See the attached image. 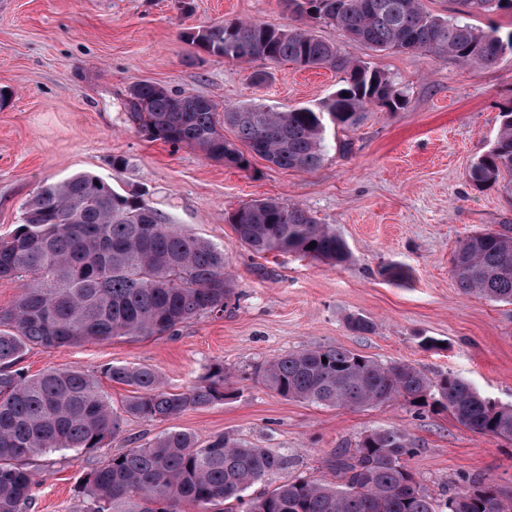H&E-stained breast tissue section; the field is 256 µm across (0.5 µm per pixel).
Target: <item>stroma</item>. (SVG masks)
Instances as JSON below:
<instances>
[{"mask_svg": "<svg viewBox=\"0 0 512 512\" xmlns=\"http://www.w3.org/2000/svg\"><path fill=\"white\" fill-rule=\"evenodd\" d=\"M232 19L292 23L282 0H0V88L12 93L0 107V238L11 236L40 186L87 172L117 190L144 191L171 223L223 248L234 281L224 313L173 334L33 347L19 369L94 374L107 364L147 366L182 391L220 362L234 376L230 398L171 420H127L123 438L142 444L181 429L204 445L227 434L287 457L281 479H327L336 449L397 427L415 445L407 466L434 498L474 476L512 494V443L472 433L447 412L418 414L401 401L319 407L285 399L253 375L291 351L341 346L380 363H412L432 377L450 372L512 403V305L462 294L450 272L463 236L512 218L496 190L475 188L468 176L512 104V56L477 70L445 56L351 46L335 28L315 26L316 35L385 73L404 93V108L363 113L329 141L316 169L282 170L257 156L239 169L149 138L124 107L135 82L220 107L279 110L317 103L339 86L332 68L227 61L195 53L183 38L186 29ZM264 71L268 80L253 81ZM342 140L349 151L339 150ZM116 157L126 166L113 168ZM263 198L301 206L333 228L349 247L348 265L248 251L229 216ZM387 266L406 271V280L382 276ZM351 315L369 318L372 331H351ZM423 336L442 340V348L422 349ZM118 451L38 458L29 512H79L80 481Z\"/></svg>", "mask_w": 512, "mask_h": 512, "instance_id": "stroma-1", "label": "stroma"}]
</instances>
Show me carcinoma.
Returning <instances> with one entry per match:
<instances>
[{
  "mask_svg": "<svg viewBox=\"0 0 512 512\" xmlns=\"http://www.w3.org/2000/svg\"><path fill=\"white\" fill-rule=\"evenodd\" d=\"M298 24L275 28L231 20L183 32L197 52L232 62L263 59L303 68L331 67L343 84L312 106L274 110L262 105L218 107L153 83L128 89L130 120L153 139L187 145L245 169L258 156L284 169H314L325 158L328 130L345 131L360 113L404 106L385 75L341 53L309 29L336 27L349 41L379 51L446 55L476 69L512 55V32L472 26L465 18L429 14L423 0H283ZM467 13L512 10V0H462ZM491 148L469 170L478 188L512 202V108L501 113ZM230 128L234 139L224 135ZM240 243L255 254H293L342 266L345 241L306 209L274 198L254 200L230 218ZM314 247H309L310 243ZM464 293L512 305V220L465 235L452 257ZM0 279L18 281L14 305L0 311V512H27L36 475L27 461L50 451L94 450L121 436L132 418L169 420L227 398L224 365L205 382L180 392L146 366L107 364L115 384L133 389L115 411L92 374L48 369L28 375L16 367L34 346L56 349L89 340L163 336L197 317L224 312L231 277L224 249L190 233L100 177L79 173L41 186L24 204L21 224L0 240ZM327 362H322V359ZM261 381L285 399L327 407H364L403 399L421 410L437 406L461 426L512 441V404L482 396L453 373L430 377L418 367L378 363L336 346L282 354L260 368ZM414 445L398 428L374 430L329 461L336 482L304 477L250 497L288 466L257 445L219 436L201 445L185 430L112 455L86 473L81 512H177L182 501L198 512H441L405 465ZM446 512H512V496L484 478L454 487Z\"/></svg>",
  "mask_w": 512,
  "mask_h": 512,
  "instance_id": "cac0c4a2",
  "label": "carcinoma"
}]
</instances>
